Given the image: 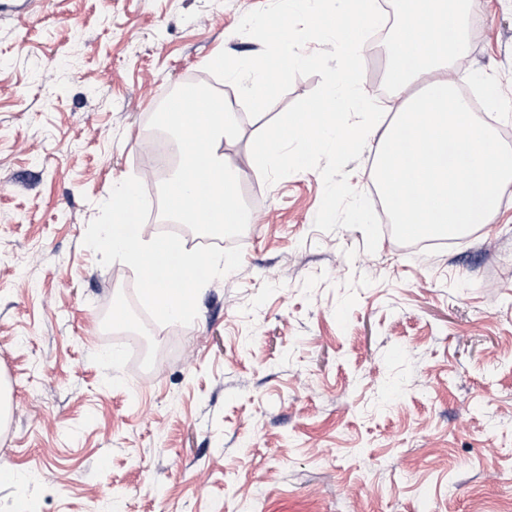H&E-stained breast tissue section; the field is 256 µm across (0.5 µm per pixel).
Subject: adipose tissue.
Instances as JSON below:
<instances>
[{"mask_svg":"<svg viewBox=\"0 0 512 512\" xmlns=\"http://www.w3.org/2000/svg\"><path fill=\"white\" fill-rule=\"evenodd\" d=\"M390 32L386 79L395 117L372 180L407 237L451 236L486 223L512 181V151L475 121L448 72L460 59L472 0H409Z\"/></svg>","mask_w":512,"mask_h":512,"instance_id":"ef3b65f1","label":"adipose tissue"}]
</instances>
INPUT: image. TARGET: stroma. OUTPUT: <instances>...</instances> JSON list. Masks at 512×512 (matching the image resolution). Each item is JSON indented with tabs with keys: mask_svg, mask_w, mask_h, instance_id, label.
Here are the masks:
<instances>
[{
	"mask_svg": "<svg viewBox=\"0 0 512 512\" xmlns=\"http://www.w3.org/2000/svg\"><path fill=\"white\" fill-rule=\"evenodd\" d=\"M269 0H0V512H512V183L488 223L426 248L385 223L322 232L316 170L266 184L253 138L320 83L249 117L205 69L257 55ZM468 92L512 150V0H474ZM362 89L393 105L386 49ZM238 114L224 153L257 206L239 270L188 326L141 308L135 273L83 239L114 183L148 168L146 121L180 82ZM135 327L116 331L114 307Z\"/></svg>",
	"mask_w": 512,
	"mask_h": 512,
	"instance_id": "1",
	"label": "stroma"
}]
</instances>
